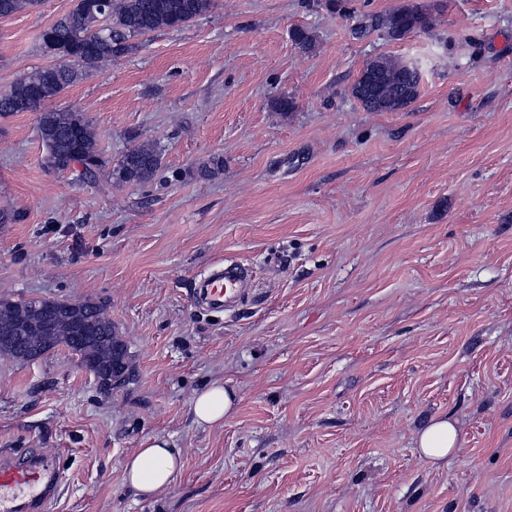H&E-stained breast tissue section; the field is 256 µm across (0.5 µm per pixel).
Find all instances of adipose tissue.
I'll return each instance as SVG.
<instances>
[{
	"mask_svg": "<svg viewBox=\"0 0 512 512\" xmlns=\"http://www.w3.org/2000/svg\"><path fill=\"white\" fill-rule=\"evenodd\" d=\"M234 403L233 391L221 384H212L196 394L192 403L194 419L206 425L223 423ZM418 446L422 455L429 459H442L455 452L457 430L454 423L447 419L432 421L420 432ZM182 465L179 449L170 447L165 439L151 438L125 460L124 482L142 497H155L171 486Z\"/></svg>",
	"mask_w": 512,
	"mask_h": 512,
	"instance_id": "adipose-tissue-1",
	"label": "adipose tissue"
}]
</instances>
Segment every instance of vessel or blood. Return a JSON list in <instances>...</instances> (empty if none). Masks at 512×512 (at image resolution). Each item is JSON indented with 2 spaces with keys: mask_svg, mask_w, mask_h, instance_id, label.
Here are the masks:
<instances>
[{
  "mask_svg": "<svg viewBox=\"0 0 512 512\" xmlns=\"http://www.w3.org/2000/svg\"><path fill=\"white\" fill-rule=\"evenodd\" d=\"M248 270L238 265L218 268L198 284L197 300L210 310L239 305L245 296ZM62 476L52 461L32 457L15 448L0 463V512H44L55 497Z\"/></svg>",
  "mask_w": 512,
  "mask_h": 512,
  "instance_id": "obj_1",
  "label": "vessel or blood"
}]
</instances>
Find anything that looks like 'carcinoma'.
<instances>
[{"label":"carcinoma","instance_id":"carcinoma-1","mask_svg":"<svg viewBox=\"0 0 512 512\" xmlns=\"http://www.w3.org/2000/svg\"><path fill=\"white\" fill-rule=\"evenodd\" d=\"M38 0H0V17L18 10L34 8ZM212 0H104L97 11L86 0H75L65 16L49 25L40 35L41 49H57L55 64L42 67L19 78L9 92L0 95V115L17 111L24 103L26 112L37 113V132L45 147L47 167L63 172L77 164L79 177L95 180L106 176L116 186L144 185L152 181L162 165L161 152L152 144L130 148L115 165L110 166L97 147L96 135L82 113L71 108H48L46 102L57 98L80 75L100 70L112 60L137 48L134 39L160 29H179L206 13ZM432 24V18L416 4L407 5L385 18L370 17V26L384 29L387 36L399 40ZM377 70L380 92L387 99V110L406 108L419 94L421 73L409 62H395L377 57L366 63L363 71ZM34 299L7 300L10 312L23 323ZM87 312L90 327L102 338L86 344L75 354L86 353L90 369L108 370L114 356L126 355L124 344L115 338L112 319L100 305L80 304ZM59 345L74 350L70 337L75 335L70 322L59 318L50 329Z\"/></svg>","mask_w":512,"mask_h":512}]
</instances>
